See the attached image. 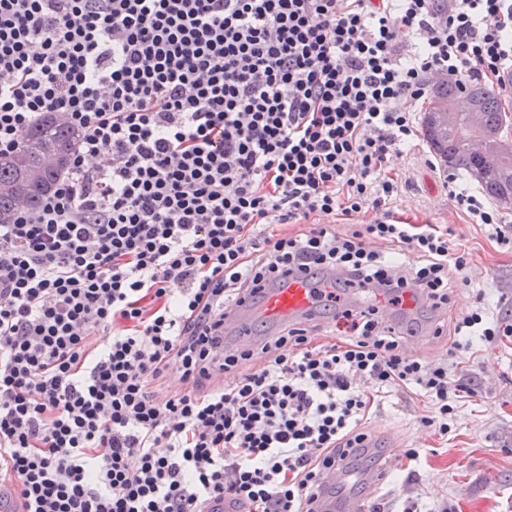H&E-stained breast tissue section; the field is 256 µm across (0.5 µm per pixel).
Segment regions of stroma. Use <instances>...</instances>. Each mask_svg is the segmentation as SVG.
I'll return each mask as SVG.
<instances>
[{
	"label": "stroma",
	"instance_id": "35a3bbf8",
	"mask_svg": "<svg viewBox=\"0 0 512 512\" xmlns=\"http://www.w3.org/2000/svg\"><path fill=\"white\" fill-rule=\"evenodd\" d=\"M430 158L424 144L392 157L406 185L391 210L415 224L448 225L479 272L494 314L512 320V246L470 223L444 184L445 171L431 169ZM460 374L470 393L458 403L448 436L421 425L427 404L415 395L392 393L377 409L371 430L393 434L398 449L384 466V488L400 498L421 488V512H512V337L463 363ZM409 448L420 452L412 468L403 456Z\"/></svg>",
	"mask_w": 512,
	"mask_h": 512
}]
</instances>
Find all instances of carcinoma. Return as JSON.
<instances>
[{
  "label": "carcinoma",
  "instance_id": "carcinoma-1",
  "mask_svg": "<svg viewBox=\"0 0 512 512\" xmlns=\"http://www.w3.org/2000/svg\"><path fill=\"white\" fill-rule=\"evenodd\" d=\"M502 90L494 85L439 81L432 90L428 108L422 117L426 143L441 165L466 171L489 198L512 204V153L492 160L490 151L507 140L505 131L512 126V117L502 110ZM471 107L454 114L449 121L442 115L459 100ZM78 142L75 130L57 123L52 116L43 118L23 137V145L10 154H0V184L15 186L17 193L0 194V224L12 215L16 201L24 200L30 207L38 206L42 196L57 180L61 170L43 169L41 185L26 182L25 171L41 165L48 153L62 158L67 165Z\"/></svg>",
  "mask_w": 512,
  "mask_h": 512
}]
</instances>
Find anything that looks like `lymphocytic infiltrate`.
Instances as JSON below:
<instances>
[{"instance_id":"1","label":"lymphocytic infiltrate","mask_w":512,"mask_h":512,"mask_svg":"<svg viewBox=\"0 0 512 512\" xmlns=\"http://www.w3.org/2000/svg\"><path fill=\"white\" fill-rule=\"evenodd\" d=\"M512 69V0H0V153L43 115L80 133L37 209L0 224V472L25 512H307L392 390L447 435L456 368L512 336L444 224L387 208L433 76ZM455 199L502 244L512 225ZM362 306L223 350L225 312L284 274ZM422 294L445 357L380 314ZM406 350L413 355L428 360L437 359L446 354L445 349L440 344L431 342L426 336L422 338H409L406 342Z\"/></svg>"}]
</instances>
